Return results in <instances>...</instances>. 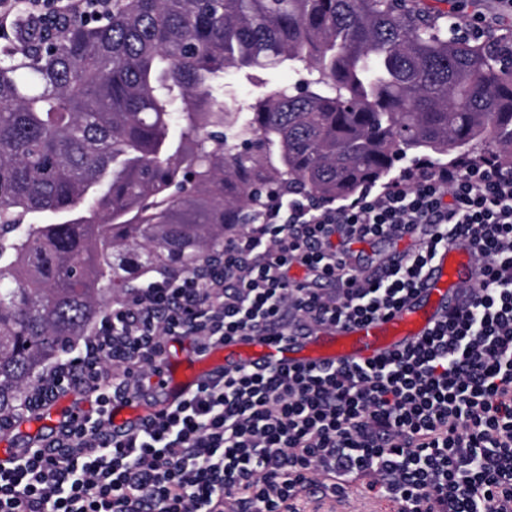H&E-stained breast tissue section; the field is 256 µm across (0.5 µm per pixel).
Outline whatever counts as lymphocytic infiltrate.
I'll return each mask as SVG.
<instances>
[{"instance_id":"1","label":"lymphocytic infiltrate","mask_w":512,"mask_h":512,"mask_svg":"<svg viewBox=\"0 0 512 512\" xmlns=\"http://www.w3.org/2000/svg\"><path fill=\"white\" fill-rule=\"evenodd\" d=\"M411 239L354 262L352 246ZM473 249L474 287L418 341L375 362L224 372L154 409L169 343L194 353L244 336L388 315L438 249ZM301 277H294L292 269ZM87 365L94 416L0 463V512H299L353 484L399 512H512V172L425 164L338 206L275 197L224 238L212 267L163 275L113 302ZM152 406L112 427L114 404Z\"/></svg>"}]
</instances>
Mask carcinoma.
I'll return each mask as SVG.
<instances>
[{
	"label": "carcinoma",
	"mask_w": 512,
	"mask_h": 512,
	"mask_svg": "<svg viewBox=\"0 0 512 512\" xmlns=\"http://www.w3.org/2000/svg\"><path fill=\"white\" fill-rule=\"evenodd\" d=\"M288 66L244 107L226 71ZM512 171V31L425 0H85L0 42V432L106 297L191 271L276 194L357 196L407 157Z\"/></svg>",
	"instance_id": "cac0c4a2"
}]
</instances>
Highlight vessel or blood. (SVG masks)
Returning a JSON list of instances; mask_svg holds the SVG:
<instances>
[{
  "instance_id": "1",
  "label": "vessel or blood",
  "mask_w": 512,
  "mask_h": 512,
  "mask_svg": "<svg viewBox=\"0 0 512 512\" xmlns=\"http://www.w3.org/2000/svg\"><path fill=\"white\" fill-rule=\"evenodd\" d=\"M475 278L471 247L451 244L436 252L418 291L387 316L348 326H315L284 341L253 336L215 345L192 365L178 367L177 383L163 387L164 401L174 403L215 374L241 367H323L376 360L427 334Z\"/></svg>"
}]
</instances>
